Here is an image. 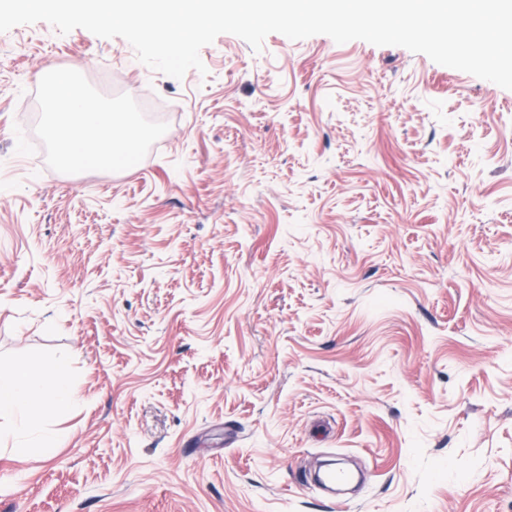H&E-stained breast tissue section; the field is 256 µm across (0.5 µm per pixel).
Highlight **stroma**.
<instances>
[{
	"label": "stroma",
	"instance_id": "1",
	"mask_svg": "<svg viewBox=\"0 0 512 512\" xmlns=\"http://www.w3.org/2000/svg\"><path fill=\"white\" fill-rule=\"evenodd\" d=\"M200 58L0 33V368L76 393L46 455L0 419V512H512V90L326 35ZM62 69L141 167L55 164ZM326 459L365 483L323 493ZM68 441V433L64 431H49L29 443L24 450L30 455H44L50 448H62Z\"/></svg>",
	"mask_w": 512,
	"mask_h": 512
}]
</instances>
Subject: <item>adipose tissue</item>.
<instances>
[{
	"instance_id": "obj_1",
	"label": "adipose tissue",
	"mask_w": 512,
	"mask_h": 512,
	"mask_svg": "<svg viewBox=\"0 0 512 512\" xmlns=\"http://www.w3.org/2000/svg\"><path fill=\"white\" fill-rule=\"evenodd\" d=\"M50 99L56 103L46 126L65 161L83 166L112 162L136 147L143 132L130 119L106 111L68 73L55 74ZM75 399L64 363H53L46 380L22 372H0V418L26 431L33 417H47Z\"/></svg>"
}]
</instances>
